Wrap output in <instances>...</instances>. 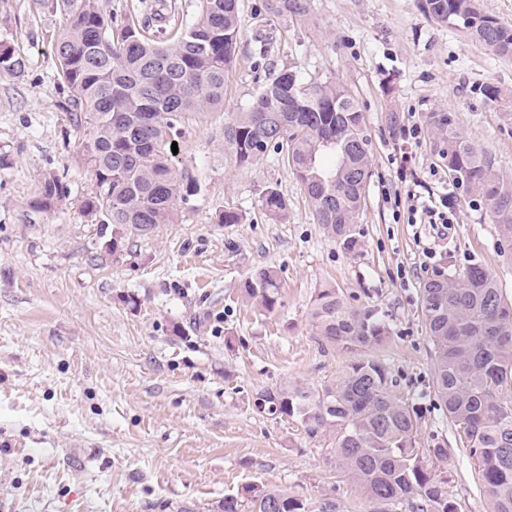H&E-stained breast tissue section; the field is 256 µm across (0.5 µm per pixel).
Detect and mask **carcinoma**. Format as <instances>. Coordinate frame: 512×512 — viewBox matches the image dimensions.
Returning a JSON list of instances; mask_svg holds the SVG:
<instances>
[{
    "mask_svg": "<svg viewBox=\"0 0 512 512\" xmlns=\"http://www.w3.org/2000/svg\"><path fill=\"white\" fill-rule=\"evenodd\" d=\"M64 24L55 41L60 84L75 92L66 138L94 176L82 200L99 234L111 232L112 254L125 235L173 224L193 193V177L169 162L185 117L224 105V85L241 40L238 0H202L191 23L167 14L158 0L143 19L103 15L97 0H59ZM432 21L463 32L499 58H512V26L487 14L480 0H421ZM275 16L304 18L310 0H266ZM25 62L0 50V69ZM433 152L455 188L485 202L498 249L512 247V181L498 177L480 144L450 112H431ZM224 149L247 166L282 153L300 182L316 223L346 253L360 246L356 218L372 177V158L355 97L332 81L305 83L293 70L268 79L252 106L224 124ZM67 173L45 176L29 199L33 215L55 210L70 195ZM272 216L288 210L274 187L262 193ZM280 278L255 269L243 293L262 311L280 305ZM432 346L429 396L453 424L489 501V512H512V302L483 266L438 271L420 288ZM310 321L324 346L350 354L339 375L319 385L285 381L258 395L311 438L328 442L326 461L357 484L370 512H458L448 449L417 446V411L393 394L396 379L375 354L390 324L374 305L354 307L332 282L312 296ZM346 512L336 489L312 505L286 490L250 484L224 497V512Z\"/></svg>",
    "mask_w": 512,
    "mask_h": 512,
    "instance_id": "1",
    "label": "carcinoma"
}]
</instances>
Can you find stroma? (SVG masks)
<instances>
[{
    "label": "stroma",
    "mask_w": 512,
    "mask_h": 512,
    "mask_svg": "<svg viewBox=\"0 0 512 512\" xmlns=\"http://www.w3.org/2000/svg\"><path fill=\"white\" fill-rule=\"evenodd\" d=\"M264 2L239 0L243 33L224 105L191 114L177 141L172 163L196 179L195 195L177 223L126 236L115 256L80 207L92 176L65 147L53 46L64 16L53 0H0V47L26 64L0 71V512H223L225 495L246 484L313 502L333 492L349 512H370L331 471L322 441L253 409L262 389L317 384L346 363L345 352L321 350L309 320L328 281L385 314L391 336L379 355L395 397L418 410L419 447L447 448L461 512H487L454 426L429 398L420 287L442 263H479L512 301V254H500L485 205L438 166L425 116L455 113L512 180V59L429 21L420 0H311L305 23L269 15ZM288 69L342 84L364 114L373 175L357 254L323 234L281 155L241 168L224 149L230 115ZM490 87L502 93L493 103ZM392 111L401 126L421 127L403 155ZM54 171L67 172L69 198L30 214ZM269 186L288 200L284 219L261 205ZM430 194L448 198L447 235L409 220L414 196ZM227 210L242 223H219ZM260 267L281 280L272 313L241 292Z\"/></svg>",
    "instance_id": "obj_1"
}]
</instances>
